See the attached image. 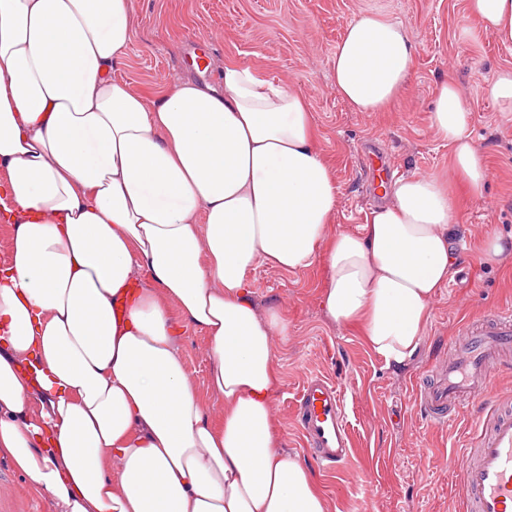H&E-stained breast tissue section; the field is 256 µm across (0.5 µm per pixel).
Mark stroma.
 I'll list each match as a JSON object with an SVG mask.
<instances>
[{
  "label": "stroma",
  "mask_w": 512,
  "mask_h": 512,
  "mask_svg": "<svg viewBox=\"0 0 512 512\" xmlns=\"http://www.w3.org/2000/svg\"><path fill=\"white\" fill-rule=\"evenodd\" d=\"M466 0H135L136 28L127 60L114 77L152 93L179 78L215 84L225 64L258 68L307 98L317 144L337 181L336 230L355 231L386 201L373 191L369 161L380 155L391 177L450 174L449 149L429 125L443 80L465 90L470 134L485 153L489 179L480 198L461 196L463 224L453 275L432 305L420 350L407 366L386 365L359 329L327 320L323 262L294 273L260 266L249 274L252 299L278 308L288 341L277 351L281 380L274 392L283 450L311 468L330 512H466L465 447L481 429L477 405L458 407L435 423L415 400V385L452 358L462 325L512 308V260L485 266L480 243L489 233L512 237V114L484 93L499 69L512 67V47L461 26ZM370 11L401 21L416 46L402 93L382 112L352 111L332 85L333 54L352 18ZM205 335L187 329L179 347L199 394H206ZM322 374L345 394L352 432L349 461L325 467L302 446L293 406L302 380ZM0 512H55L0 460Z\"/></svg>",
  "instance_id": "stroma-1"
}]
</instances>
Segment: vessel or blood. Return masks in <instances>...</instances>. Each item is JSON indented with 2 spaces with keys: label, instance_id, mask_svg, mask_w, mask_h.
I'll list each match as a JSON object with an SVG mask.
<instances>
[{
  "label": "vessel or blood",
  "instance_id": "obj_1",
  "mask_svg": "<svg viewBox=\"0 0 512 512\" xmlns=\"http://www.w3.org/2000/svg\"><path fill=\"white\" fill-rule=\"evenodd\" d=\"M466 344L443 376L420 387L421 407L435 421H445L458 406L485 399L488 370L512 350V310L487 315L479 328H464ZM504 396L490 400L482 419L484 435L466 454L463 497L467 512H512V412L500 413ZM299 429L308 451L339 465L351 454V433L341 389L321 375L306 378L295 395Z\"/></svg>",
  "mask_w": 512,
  "mask_h": 512
}]
</instances>
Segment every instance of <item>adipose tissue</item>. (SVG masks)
<instances>
[{"mask_svg":"<svg viewBox=\"0 0 512 512\" xmlns=\"http://www.w3.org/2000/svg\"><path fill=\"white\" fill-rule=\"evenodd\" d=\"M461 23L511 46L512 0H466ZM134 32L133 0H0V459L56 512H329L280 449L288 326L249 273L324 260L330 323L405 365L455 261L457 200L443 175H411L360 230L330 232L338 187L305 96L242 65L145 96L112 76ZM414 57L401 23L359 14L336 93L384 111ZM471 122L444 81L429 124L476 198L489 167ZM189 325L216 416L178 345Z\"/></svg>","mask_w":512,"mask_h":512,"instance_id":"ef3b65f1","label":"adipose tissue"}]
</instances>
